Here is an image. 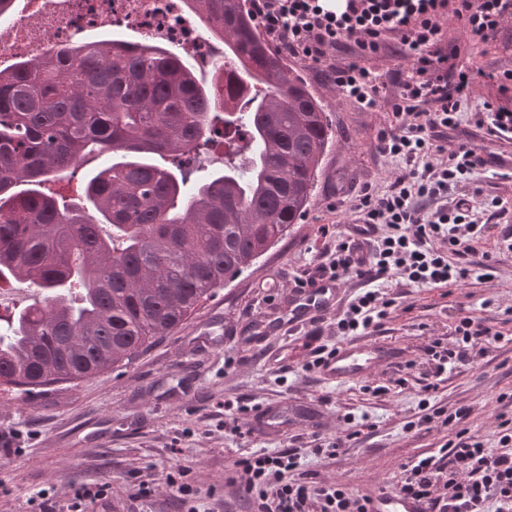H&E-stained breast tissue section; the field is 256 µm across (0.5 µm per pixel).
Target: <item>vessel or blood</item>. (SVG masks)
<instances>
[{
	"label": "vessel or blood",
	"instance_id": "vessel-or-blood-1",
	"mask_svg": "<svg viewBox=\"0 0 512 512\" xmlns=\"http://www.w3.org/2000/svg\"><path fill=\"white\" fill-rule=\"evenodd\" d=\"M337 292L335 283L319 279L294 289L289 319H312L323 314L329 309ZM397 356V350L377 342L346 343L337 347L327 358L322 372L327 380L339 384L354 378L360 380L367 378L380 365L393 362ZM369 512H425V509L419 502L375 492L370 496Z\"/></svg>",
	"mask_w": 512,
	"mask_h": 512
}]
</instances>
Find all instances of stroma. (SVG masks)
Listing matches in <instances>:
<instances>
[{"label": "stroma", "mask_w": 512, "mask_h": 512, "mask_svg": "<svg viewBox=\"0 0 512 512\" xmlns=\"http://www.w3.org/2000/svg\"><path fill=\"white\" fill-rule=\"evenodd\" d=\"M443 40L463 45L458 63L474 83L460 126L434 141L431 159L447 158L461 146L494 156L466 182L487 229L475 252L448 256L472 269L464 285L418 286L397 276L379 281L392 305L369 338L397 347L400 359L339 386L308 369L314 344H344L336 323L359 292L356 278L341 280L330 311L315 323L279 327L296 281L328 261L354 222L357 190L369 184L385 191L405 168L378 149L380 132L400 130L405 122L389 102L413 74L411 59L393 38L366 62L385 84L372 108L325 82L320 66L289 58L292 74L324 104L332 140L307 210L287 236L130 364L42 391L0 392V512H30L29 499L40 490L63 500L75 488L100 482L110 483V495L90 512H141L145 506L135 494L144 481L155 489L146 506L151 512H182L167 484L179 467L198 491L200 512H250L247 494L229 479L242 454L260 449H299L295 475L310 482L394 493L407 464L448 440L446 429L417 426L424 399L450 409L470 407L467 427L494 443L498 415L512 413V404L497 401L512 390V342L506 340L512 335V252L496 247L502 230L512 229V136H495L472 117L487 102L512 110V90L500 89L503 71L512 70V21L484 41L468 39L449 23ZM465 315L501 331L503 341L424 394L426 347L438 338L452 342ZM262 405L286 412L287 424L267 432L254 413ZM338 439L343 451L325 454Z\"/></svg>", "instance_id": "stroma-1"}]
</instances>
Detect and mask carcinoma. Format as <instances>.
Listing matches in <instances>:
<instances>
[{
  "label": "carcinoma",
  "instance_id": "obj_1",
  "mask_svg": "<svg viewBox=\"0 0 512 512\" xmlns=\"http://www.w3.org/2000/svg\"><path fill=\"white\" fill-rule=\"evenodd\" d=\"M237 87L192 61L112 37L0 71V276L42 300L0 315V388L122 367L280 242L331 139L324 106L260 35L249 0H185ZM77 70L86 80L76 82ZM223 149L224 169L200 157ZM90 170L80 197L52 186Z\"/></svg>",
  "mask_w": 512,
  "mask_h": 512
}]
</instances>
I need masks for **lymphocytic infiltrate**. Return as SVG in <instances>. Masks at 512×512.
Masks as SVG:
<instances>
[{"mask_svg":"<svg viewBox=\"0 0 512 512\" xmlns=\"http://www.w3.org/2000/svg\"><path fill=\"white\" fill-rule=\"evenodd\" d=\"M341 9L329 0H252L253 12L266 35L289 55L322 62L343 42L353 44L356 62L334 67L326 79L346 96L372 107L381 97L378 75L362 66L377 54L388 35H398L416 69L404 81L391 108L395 116L413 122L398 132H381V153L405 161L407 168L384 194L363 185L352 199L358 222L338 238L327 263L315 276L332 281L355 277L369 287L348 304L336 324L343 336L377 328L388 315L376 281L400 275L418 285L453 287L465 283L467 267L453 265L449 253L472 251L484 227L465 198L454 191L471 172L487 165V158L462 147L446 162L428 160L431 137L456 126L471 85L469 70L456 63L457 50L442 52L445 21L460 23L472 36L488 39L512 18V0H344ZM438 201L425 213L416 201ZM453 343L434 340L426 349L433 377L468 364L484 345L502 341L500 332L470 316L460 317ZM470 410L432 408L420 424L441 420L450 438L439 455H427L405 469L401 495L421 501L426 512H512V417H501L497 444L487 447L464 422ZM241 486L252 498V512H368L369 497L341 484H309L292 478L298 467L296 451L251 452L238 463ZM110 485L101 482L74 489L63 502L39 493L38 512H86L87 505L105 500Z\"/></svg>","mask_w":512,"mask_h":512,"instance_id":"1","label":"lymphocytic infiltrate"}]
</instances>
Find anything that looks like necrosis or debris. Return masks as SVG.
Here are the masks:
<instances>
[{"instance_id":"obj_1","label":"necrosis or debris","mask_w":512,"mask_h":512,"mask_svg":"<svg viewBox=\"0 0 512 512\" xmlns=\"http://www.w3.org/2000/svg\"><path fill=\"white\" fill-rule=\"evenodd\" d=\"M105 28L131 30L139 39L191 56L226 83L237 81L224 65L223 43L207 37L184 0H13L11 12L0 19V70Z\"/></svg>"}]
</instances>
